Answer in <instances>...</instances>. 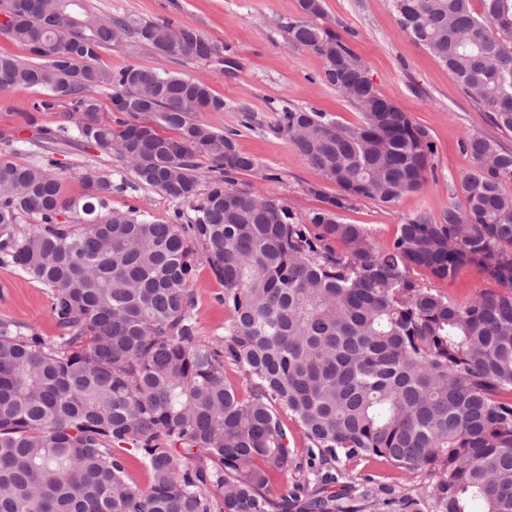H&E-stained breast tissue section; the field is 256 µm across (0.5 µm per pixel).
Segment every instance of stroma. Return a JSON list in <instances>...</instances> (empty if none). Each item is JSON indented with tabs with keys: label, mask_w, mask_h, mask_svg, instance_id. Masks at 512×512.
<instances>
[{
	"label": "stroma",
	"mask_w": 512,
	"mask_h": 512,
	"mask_svg": "<svg viewBox=\"0 0 512 512\" xmlns=\"http://www.w3.org/2000/svg\"><path fill=\"white\" fill-rule=\"evenodd\" d=\"M86 3L92 11L104 16L191 24L235 59L236 69L223 72L212 61L161 57L137 43L125 41L100 51L96 64L112 70L138 64L178 71L207 84L213 94L224 100L247 105L255 118L248 129L243 128V118L238 112L198 115L200 121L217 130L236 131L238 150L255 159L256 169L239 175L236 188L272 195L302 221L321 206L316 190L335 193V185L308 165L288 139L276 131L282 110L293 106H313L345 123L360 120L359 110L323 81L322 59L289 45L288 26L300 16L299 0H86ZM322 6L324 23L346 40L365 64L378 91L425 127L434 145V169L418 191L403 196L390 207L362 200L338 213L341 222L366 228L376 245L383 248L392 242L399 224L407 218L421 213L437 217L447 209L449 179L458 177L472 165L470 157L460 148L467 134L480 132L500 137L502 144L510 149L512 134L499 136L446 67L402 31L389 0H323ZM44 98L39 88L0 94V134H7L13 140V161L31 164L46 157L56 160L64 176V191L73 198L84 192L79 173L87 164L98 167L116 185L120 183L123 166L116 159L77 140L43 139V130L73 123L67 105L60 102L53 108L34 112V104ZM31 115L36 118L32 124L27 121ZM108 206L114 210L135 206L160 221L171 220L178 208L169 197L150 189H116ZM192 258L196 269L192 284L193 315L200 340L211 343L224 334L227 317L221 301L224 286L215 277L201 248H194ZM5 317L47 340L60 333L50 312L47 288L14 266L0 264V318ZM277 412L291 438V459L288 468L271 475V490L276 494L292 488L299 477L296 466L307 457L306 442L293 416L283 406ZM338 467L358 488L373 487L394 497L420 491L433 481L428 471L403 472L379 458H344Z\"/></svg>",
	"instance_id": "35a3bbf8"
}]
</instances>
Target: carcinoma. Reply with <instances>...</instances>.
<instances>
[{
  "label": "carcinoma",
  "instance_id": "obj_1",
  "mask_svg": "<svg viewBox=\"0 0 512 512\" xmlns=\"http://www.w3.org/2000/svg\"><path fill=\"white\" fill-rule=\"evenodd\" d=\"M479 2L390 5L401 29L512 133V0ZM299 5L291 44L319 56L323 81L362 114L346 124L312 107L282 112L278 131L336 186L334 195L312 190L323 206L306 224L278 199L235 188L255 160L196 120L234 110L249 128V107L172 71L94 64L112 42L133 40L160 56L235 67L195 27L103 17L84 0H7L12 20L0 33L31 61L0 53V91H46L51 100L34 111L67 104L76 138L129 166L132 188L199 203L171 223L135 208L104 216L113 183L96 166L82 169L85 192L70 198L56 161L0 154V264L48 288L60 329L46 341L0 319V512H512V149L467 135L472 166L448 183V209L406 219L387 247L375 246L337 211L419 190L433 144L359 83L364 64L315 23L322 0ZM104 90L112 123L96 100ZM23 214L40 224L22 227ZM66 214L75 222L58 221ZM190 238L224 285V337L212 344L192 316ZM468 266L501 290L461 306L436 288ZM227 363L243 372L249 398L227 382ZM278 404L307 459L292 490L275 496L271 471L289 461ZM125 445L140 451L149 490L130 482ZM342 456L425 469L435 481L355 499L336 468Z\"/></svg>",
  "mask_w": 512,
  "mask_h": 512
}]
</instances>
